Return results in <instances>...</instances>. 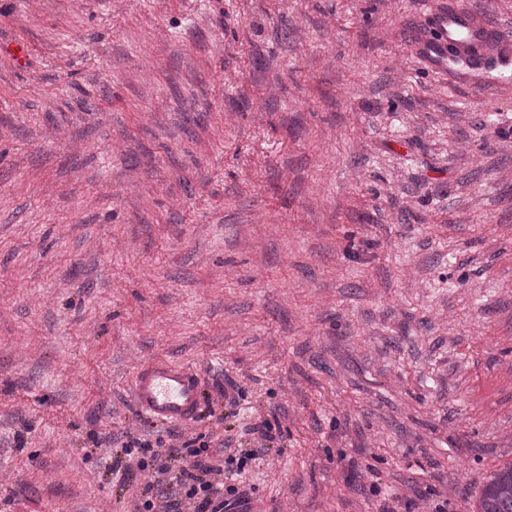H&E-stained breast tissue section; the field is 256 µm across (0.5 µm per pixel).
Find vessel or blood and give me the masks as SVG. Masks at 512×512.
<instances>
[{
	"instance_id": "1",
	"label": "vessel or blood",
	"mask_w": 512,
	"mask_h": 512,
	"mask_svg": "<svg viewBox=\"0 0 512 512\" xmlns=\"http://www.w3.org/2000/svg\"><path fill=\"white\" fill-rule=\"evenodd\" d=\"M435 34L421 46L423 58L438 68L463 63L461 79L484 83L485 74L512 56V41L466 8L456 6L433 20ZM137 407L160 422H186L196 417L202 399V380L195 371L163 359L145 363L133 378Z\"/></svg>"
}]
</instances>
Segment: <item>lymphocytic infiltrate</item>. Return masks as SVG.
Instances as JSON below:
<instances>
[{
  "mask_svg": "<svg viewBox=\"0 0 512 512\" xmlns=\"http://www.w3.org/2000/svg\"><path fill=\"white\" fill-rule=\"evenodd\" d=\"M122 449L123 457L112 461L113 475L123 478L135 470L155 475L153 485L145 486L136 512H179L182 501L189 505V512H239L243 498L238 486L214 482L222 470L213 465V451L204 436L166 450L132 436ZM172 486L180 495L179 501L170 499L168 489Z\"/></svg>",
  "mask_w": 512,
  "mask_h": 512,
  "instance_id": "lymphocytic-infiltrate-1",
  "label": "lymphocytic infiltrate"
}]
</instances>
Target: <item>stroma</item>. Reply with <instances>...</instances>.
I'll use <instances>...</instances> for the list:
<instances>
[{"mask_svg":"<svg viewBox=\"0 0 512 512\" xmlns=\"http://www.w3.org/2000/svg\"><path fill=\"white\" fill-rule=\"evenodd\" d=\"M512 0H0V512H133L205 435L246 512H450L512 463V64L418 55ZM197 371L184 423L137 369ZM133 397L137 407L157 421L187 422L199 411L202 380L187 367L154 359L135 373ZM276 433L280 434L279 426L277 424L272 425L268 419L255 423L252 426V435L256 439L254 448L246 451L242 450L238 458L231 456L225 460V464L227 463L231 466V476H241L245 473L246 468L251 464L252 460H255L260 454L274 448L271 444H274L276 441ZM397 502L396 506H389V504H384L380 510V512H447L448 511V503L447 501H441L433 505L431 510H424L426 507L424 505L425 499L424 496H419L417 499L412 497L404 496L403 498H396ZM423 503H421V502ZM403 506V507H402ZM403 509V510H398Z\"/></svg>","mask_w":512,"mask_h":512,"instance_id":"35a3bbf8","label":"stroma"}]
</instances>
